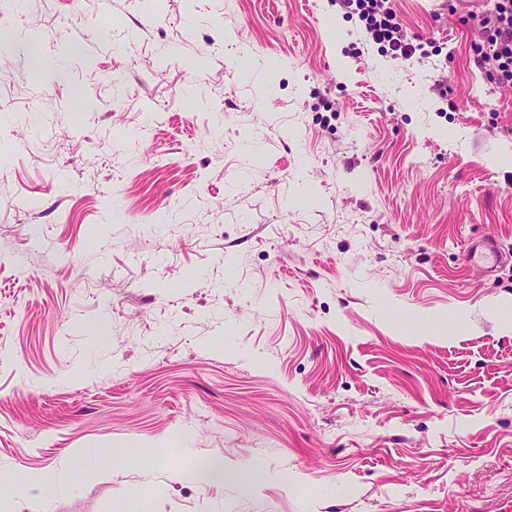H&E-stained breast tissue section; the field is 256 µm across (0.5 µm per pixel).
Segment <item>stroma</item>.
<instances>
[{
	"mask_svg": "<svg viewBox=\"0 0 512 512\" xmlns=\"http://www.w3.org/2000/svg\"><path fill=\"white\" fill-rule=\"evenodd\" d=\"M391 5L412 59L336 0L0 7V512H460L512 487L493 2ZM486 233L506 260L466 271ZM189 457L223 483L182 480ZM38 469L69 480L17 504ZM48 480L58 481L59 477L55 472L32 471L19 473L13 485L12 495L18 502H27L31 491Z\"/></svg>",
	"mask_w": 512,
	"mask_h": 512,
	"instance_id": "obj_1",
	"label": "stroma"
}]
</instances>
